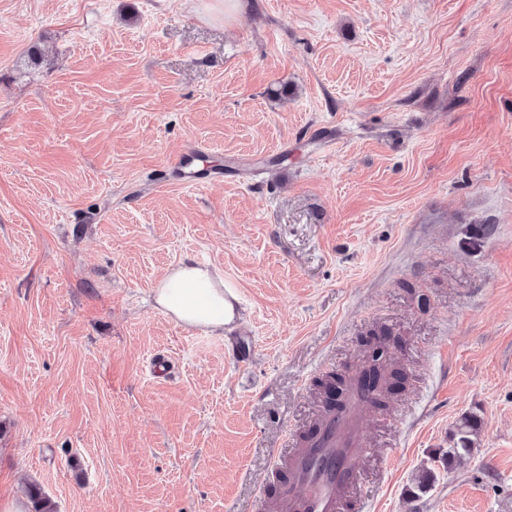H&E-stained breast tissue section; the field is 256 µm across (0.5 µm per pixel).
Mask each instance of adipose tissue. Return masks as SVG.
Instances as JSON below:
<instances>
[{
    "label": "adipose tissue",
    "instance_id": "adipose-tissue-1",
    "mask_svg": "<svg viewBox=\"0 0 512 512\" xmlns=\"http://www.w3.org/2000/svg\"><path fill=\"white\" fill-rule=\"evenodd\" d=\"M155 300L165 313L188 327L223 331L234 313V296L224 290L221 274L193 262H183L159 281Z\"/></svg>",
    "mask_w": 512,
    "mask_h": 512
}]
</instances>
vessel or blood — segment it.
Masks as SVG:
<instances>
[{"mask_svg":"<svg viewBox=\"0 0 512 512\" xmlns=\"http://www.w3.org/2000/svg\"><path fill=\"white\" fill-rule=\"evenodd\" d=\"M369 412L368 398L356 390L343 409H322L313 434L288 455V468L278 476V499L293 512H349L351 493L362 481L358 463L374 453L358 430Z\"/></svg>","mask_w":512,"mask_h":512,"instance_id":"b4317fda","label":"vessel or blood"}]
</instances>
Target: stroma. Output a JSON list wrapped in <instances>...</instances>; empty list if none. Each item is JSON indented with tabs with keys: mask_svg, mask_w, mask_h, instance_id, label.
Segmentation results:
<instances>
[{
	"mask_svg": "<svg viewBox=\"0 0 512 512\" xmlns=\"http://www.w3.org/2000/svg\"><path fill=\"white\" fill-rule=\"evenodd\" d=\"M182 261L224 332L157 307ZM378 326L356 494L512 512V0H0V512H271ZM235 296L224 292L221 274L195 262H182L159 281L155 300L165 313L187 327L224 332L233 318ZM408 381L405 372L398 369H389L386 366L383 371H375L370 375L365 373L361 376V384L363 388L373 394L374 406L384 409L386 407V399L395 386H404ZM479 420L475 416H465L456 424L453 432V448L448 450V461H455L462 455L471 454L475 448L474 437L479 431Z\"/></svg>",
	"mask_w": 512,
	"mask_h": 512,
	"instance_id": "1",
	"label": "stroma"
}]
</instances>
